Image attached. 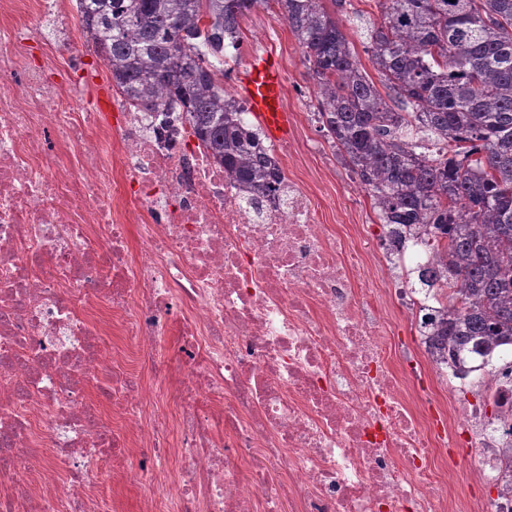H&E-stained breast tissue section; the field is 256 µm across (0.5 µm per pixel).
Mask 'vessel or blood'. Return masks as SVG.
<instances>
[{
	"label": "vessel or blood",
	"mask_w": 512,
	"mask_h": 512,
	"mask_svg": "<svg viewBox=\"0 0 512 512\" xmlns=\"http://www.w3.org/2000/svg\"><path fill=\"white\" fill-rule=\"evenodd\" d=\"M284 68L272 51L252 53L238 77L240 93L248 100L255 120L273 140H288L295 119L283 102Z\"/></svg>",
	"instance_id": "vessel-or-blood-1"
}]
</instances>
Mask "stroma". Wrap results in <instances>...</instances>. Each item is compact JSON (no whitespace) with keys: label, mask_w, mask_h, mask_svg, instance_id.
I'll use <instances>...</instances> for the list:
<instances>
[{"label":"stroma","mask_w":512,"mask_h":512,"mask_svg":"<svg viewBox=\"0 0 512 512\" xmlns=\"http://www.w3.org/2000/svg\"><path fill=\"white\" fill-rule=\"evenodd\" d=\"M52 3L53 0H43L40 35L30 49L31 59L41 58L51 50L64 65L77 55L89 74L106 76L102 59L86 45L78 24H71L65 32L57 29ZM352 4L355 12L349 15L344 28L364 69L368 70L372 64L365 51V31L379 22L380 11L374 0H352ZM240 40L243 55L271 49L283 60L284 103L295 116L292 136L273 145L284 173L295 177L314 196L327 223L336 225L347 243L367 250L375 247L380 221L367 192L353 180L318 130L310 107L314 84L287 23L262 6L252 7L241 21ZM477 454V448L465 440L451 442L446 455L449 484L456 494L485 500L491 496L489 487L476 482L472 475Z\"/></svg>","instance_id":"35a3bbf8"}]
</instances>
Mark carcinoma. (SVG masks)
Wrapping results in <instances>:
<instances>
[{
  "instance_id": "1",
  "label": "carcinoma",
  "mask_w": 512,
  "mask_h": 512,
  "mask_svg": "<svg viewBox=\"0 0 512 512\" xmlns=\"http://www.w3.org/2000/svg\"><path fill=\"white\" fill-rule=\"evenodd\" d=\"M258 2L288 23L319 129L380 222L437 256L417 279L430 289L443 278L450 293L420 335L444 341L462 378L512 379V0H375L365 49L386 98L336 20L349 0H76L112 86L146 112L178 104L230 179L274 196L280 161L224 89Z\"/></svg>"
}]
</instances>
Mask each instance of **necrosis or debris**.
<instances>
[{
  "label": "necrosis or debris",
  "mask_w": 512,
  "mask_h": 512,
  "mask_svg": "<svg viewBox=\"0 0 512 512\" xmlns=\"http://www.w3.org/2000/svg\"><path fill=\"white\" fill-rule=\"evenodd\" d=\"M37 34L0 26V485L20 488L0 512H103V473L145 478L142 512H512L511 493H448L458 435L480 449L476 479L500 482L505 440L480 402L452 401L442 434L393 368L387 308L434 297L358 287L363 255L296 179L241 189L181 113L128 106L110 126L77 110L83 79L29 62ZM173 334L169 403L139 368ZM114 335L121 348L95 350Z\"/></svg>",
  "instance_id": "4bbe7bcc"
}]
</instances>
